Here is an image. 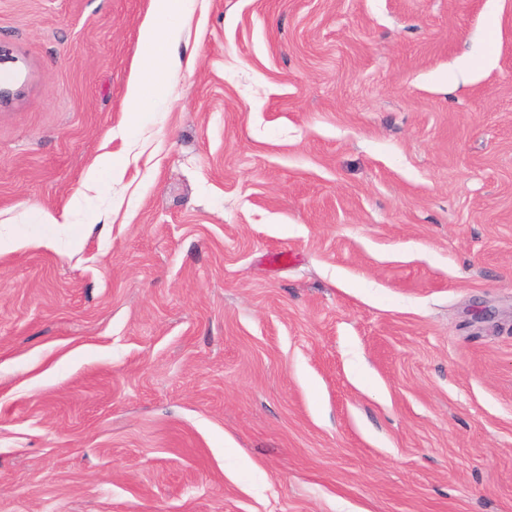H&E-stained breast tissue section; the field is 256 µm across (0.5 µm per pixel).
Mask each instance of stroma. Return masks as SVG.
Wrapping results in <instances>:
<instances>
[{
	"label": "stroma",
	"instance_id": "1",
	"mask_svg": "<svg viewBox=\"0 0 512 512\" xmlns=\"http://www.w3.org/2000/svg\"><path fill=\"white\" fill-rule=\"evenodd\" d=\"M150 6L0 0V512H512V0ZM185 0H152L151 18L142 37L148 47L147 57L129 97L132 112H143L157 100H166L172 95V84L168 76L170 56L168 46L178 29L186 21Z\"/></svg>",
	"mask_w": 512,
	"mask_h": 512
}]
</instances>
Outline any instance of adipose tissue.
Returning <instances> with one entry per match:
<instances>
[{
	"label": "adipose tissue",
	"mask_w": 512,
	"mask_h": 512,
	"mask_svg": "<svg viewBox=\"0 0 512 512\" xmlns=\"http://www.w3.org/2000/svg\"><path fill=\"white\" fill-rule=\"evenodd\" d=\"M186 19L185 0H151L150 22L142 34L148 53L129 93L134 111H145L154 101L171 96L168 46Z\"/></svg>",
	"instance_id": "1"
}]
</instances>
